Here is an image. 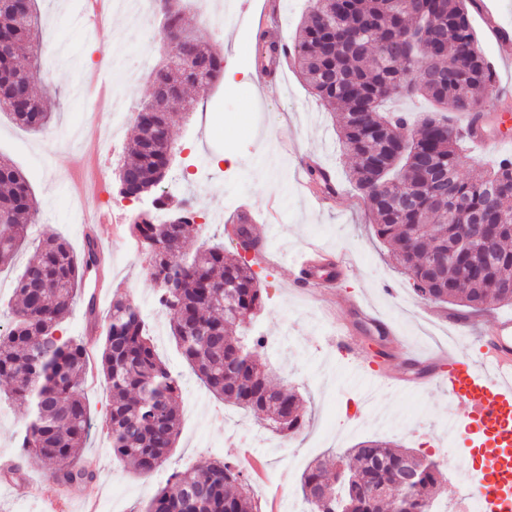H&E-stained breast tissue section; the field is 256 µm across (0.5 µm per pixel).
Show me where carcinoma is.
Listing matches in <instances>:
<instances>
[{"mask_svg":"<svg viewBox=\"0 0 512 512\" xmlns=\"http://www.w3.org/2000/svg\"><path fill=\"white\" fill-rule=\"evenodd\" d=\"M477 0H312L291 49L294 67L311 92L334 114L343 149L355 158L350 180L366 201L376 235L407 275L416 296L475 314L489 305H512V157L491 170L462 178L464 134L448 113L482 112L495 72L478 49L471 9ZM16 0H0V110L33 132L48 128L46 102L27 90L17 110L14 89L28 74L19 66L29 52L38 67L42 21L28 0L24 32L15 33ZM191 65L153 73L165 89L151 112L159 135L134 137L123 168L125 194L155 187L169 176L168 131L187 86L210 88L224 75V58L196 38L177 40ZM420 77L414 78L413 73ZM421 97L433 113L413 121L389 112L394 97ZM416 128L411 145L399 151L397 133ZM168 211L130 224V234L150 255V276L160 288L170 331L182 357L216 398L252 414L280 434L304 421L300 397L272 384L262 362L265 336L245 335L263 307L260 274L242 254L221 244L187 256V228L194 212L160 195ZM38 202L20 170L0 158V264L13 259L27 240ZM464 224H481L484 247L463 253L444 276H429L431 260L446 253ZM86 270V251L75 253L60 237L39 241L8 306L11 322L0 334V378L10 380L11 399L27 402L31 416L21 432L22 459L33 454L59 485L96 474L78 466L90 431L82 395L84 345L56 337L70 314ZM103 378L112 395L107 415L112 453L147 476L160 469L179 433L178 380L157 354L143 314L116 293L107 314L100 351ZM339 486L323 464H310L300 483L311 512H381L368 497L372 485L390 486L410 467L417 483L398 494L401 512H432L441 492L437 464L391 441L369 440L337 460ZM143 512H258L249 481L229 460L171 474Z\"/></svg>","mask_w":512,"mask_h":512,"instance_id":"obj_1","label":"carcinoma"}]
</instances>
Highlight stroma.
Returning a JSON list of instances; mask_svg holds the SVG:
<instances>
[{
	"mask_svg": "<svg viewBox=\"0 0 512 512\" xmlns=\"http://www.w3.org/2000/svg\"><path fill=\"white\" fill-rule=\"evenodd\" d=\"M37 10L48 32L46 43L59 58L35 85L37 94L54 100L52 122L47 133L35 134L0 113V156L19 167L39 202L33 238L57 236L76 251L82 250L89 235L112 240L107 265L85 276L83 297L63 319L60 333L101 343L107 311L98 309L91 317L86 304L94 281L106 278L110 289L125 293L147 317L157 352L179 383V435L165 466L148 478L133 473L112 454L105 425L111 395L105 383L84 387L91 428L82 456L97 459L98 467L96 480L75 487V496L97 499L98 512H138L172 472L234 458L238 441L233 431L241 426L260 432L253 451L267 463V478L256 487L255 496L262 501L272 489L287 491L280 512H289L290 504L301 501L300 477L311 463L368 439L390 440L436 461L447 481L443 501L448 512H462L467 473L457 447L449 446L444 436V395L432 387L411 392L374 388L358 378L325 307L359 296L415 349L455 347L473 358L481 331L490 328L496 316L512 315V306L495 305L472 317L474 331L467 336L455 334L450 324L457 306H440V319L432 320L427 305L412 293L373 231L368 206L349 181L350 161L340 153L331 113L295 69H286L282 87L259 85L258 54L267 27L246 22L236 29L216 30L202 22L201 10L189 0L186 16L198 39L223 55L225 71L242 69L246 75L232 83L218 80L204 94L189 90L195 104L171 127L178 157L173 178L163 188L195 205L198 217L189 231L192 247L219 242L228 253L234 252L235 244L224 226L234 212L246 207L260 215L269 199L279 203L280 222L266 242L270 263L262 271L264 309L252 331L268 339L262 359L273 383L287 385L302 397L306 424L286 443L274 431H260L246 412L209 393L169 334V318L147 272L149 257L129 233L139 204L121 197L112 177L136 135L132 119L121 122L120 140L105 154L84 140L92 125V102L79 94V87L98 90L106 81L98 67L101 58L120 53L121 74L115 82L127 84L126 103L137 107L152 91L150 73L163 46L158 24L128 31V42L118 47L113 36L126 31L123 11L113 10L111 22L92 28L86 0H38ZM490 13L512 31V0H485L482 11L474 15L478 45L496 70L492 97L512 106V53H502L490 37L485 23ZM220 154L230 155V162L215 164ZM311 160L335 178L337 194L331 204H320L308 189ZM84 206L107 210L108 222L85 227L80 214ZM311 242L330 252H346L352 259L339 288L326 295L314 289L301 294L290 286L293 265ZM5 388L0 381V465L15 456L17 435L29 418L28 405L5 399Z\"/></svg>",
	"mask_w": 512,
	"mask_h": 512,
	"instance_id": "1",
	"label": "stroma"
}]
</instances>
